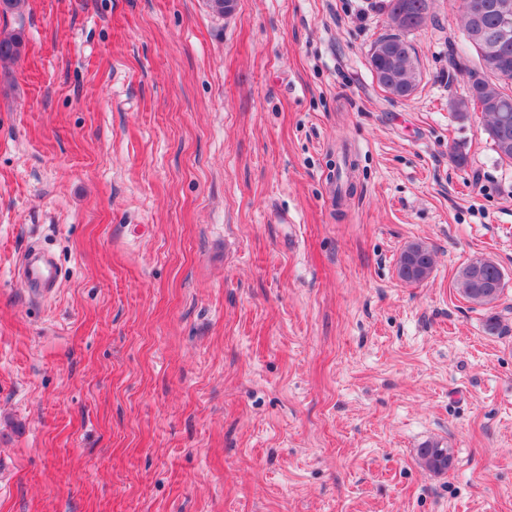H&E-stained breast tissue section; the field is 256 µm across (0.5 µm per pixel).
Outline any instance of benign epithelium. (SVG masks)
I'll use <instances>...</instances> for the list:
<instances>
[{
    "mask_svg": "<svg viewBox=\"0 0 512 512\" xmlns=\"http://www.w3.org/2000/svg\"><path fill=\"white\" fill-rule=\"evenodd\" d=\"M463 10L469 21L468 35L470 41L476 45L479 51L481 68L472 72L471 81L487 83L488 75L496 73V57L502 47L512 40V0H496L494 9L498 18L497 33L495 38L488 39L482 24V18L487 8L483 0H462ZM431 10L418 7L415 13L403 9L392 21L395 27H413L418 31L425 28L430 21ZM410 53L406 43L383 42L374 45L369 56L379 59H392L399 55Z\"/></svg>",
    "mask_w": 512,
    "mask_h": 512,
    "instance_id": "1",
    "label": "benign epithelium"
}]
</instances>
